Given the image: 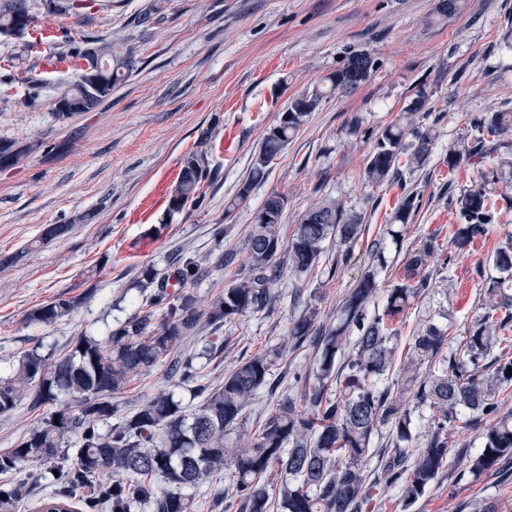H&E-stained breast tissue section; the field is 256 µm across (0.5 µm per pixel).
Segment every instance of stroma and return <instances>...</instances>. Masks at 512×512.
<instances>
[{"instance_id":"1","label":"stroma","mask_w":512,"mask_h":512,"mask_svg":"<svg viewBox=\"0 0 512 512\" xmlns=\"http://www.w3.org/2000/svg\"><path fill=\"white\" fill-rule=\"evenodd\" d=\"M437 0H162V19L150 29L135 24L151 0H99L81 17L49 13L30 0L35 18L22 36H0V139L32 145L21 164L0 169V371L33 347L64 354L81 334L105 338L137 311L151 291L137 285L142 268L170 273L173 255L196 256L205 275L192 288L198 307L247 270V240L268 195L284 197L281 235L293 234L303 215L335 198L360 216L364 234L351 248L352 262L327 275L338 250L327 243L319 269L297 276L285 271L275 286L271 310L248 314L219 330L205 326L187 340L185 353L201 349L212 334L223 351L207 368L211 385L245 358L282 342L294 317L316 313L329 324L349 288L370 265V246L391 223L409 190L418 208L401 236L388 241L382 287L399 273L407 253L435 237L428 261V288L410 298L398 317L393 391L408 390L403 407L421 414L414 432L425 437L432 424L428 405L411 393L425 381L430 353L414 346L428 327L449 330L455 342L469 336L482 313L480 269L488 253L512 240V208L486 244L475 252L454 247L455 199L481 182L479 166L449 172L450 146L474 139L475 117L512 111V0H461L453 18L440 17ZM104 36L133 50L137 66L118 82L93 112L61 119L55 101L61 85L76 78L72 60L55 61L66 36ZM352 50L369 52L378 70L349 95L322 100L287 148L270 164L252 194L232 213L225 206L247 178L251 158L266 130L276 124L293 97L336 70ZM430 110L420 124L434 126L436 148L428 164L405 172L403 181L371 187L364 183L370 134L402 120L418 88ZM358 133H351V126ZM64 153H54L58 144ZM206 154L218 173L194 206L169 208V190L185 157ZM52 224L68 234L39 248ZM223 230V262L214 234ZM96 283L85 297L88 283ZM78 299L71 317L51 325L30 324L29 311L56 296ZM279 391L300 399L313 384L316 348L285 350L272 368ZM173 390L164 368L134 377L117 395L126 414L154 395ZM43 411L19 404L0 414V453L36 428ZM374 482L366 512H478L495 498L498 512H512V475L473 477L462 463L444 466L412 508L381 485L380 463H362ZM196 512H240L230 472L194 489Z\"/></svg>"}]
</instances>
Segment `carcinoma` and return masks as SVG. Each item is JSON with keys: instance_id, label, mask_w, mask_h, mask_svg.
I'll use <instances>...</instances> for the list:
<instances>
[{"instance_id": "1", "label": "carcinoma", "mask_w": 512, "mask_h": 512, "mask_svg": "<svg viewBox=\"0 0 512 512\" xmlns=\"http://www.w3.org/2000/svg\"><path fill=\"white\" fill-rule=\"evenodd\" d=\"M46 9L64 16L82 15L76 0H45ZM34 22L29 0H0V35H21ZM97 45L95 56L108 66L94 104L96 110L112 93V87L136 67L133 52L117 48L104 37H86L72 45L69 57L85 58L87 44ZM373 56L351 51L341 66L310 90L294 97L277 123L264 134L252 157L249 177L226 206L231 213L247 201L254 184L263 179L267 167L304 125L321 101L332 94H350L376 72ZM81 95L73 82L60 88L56 111L69 117L62 106ZM429 104L424 88L416 91L404 120L387 125L375 134L373 150L365 169L366 180L381 185L402 178L403 171L425 166L435 148L436 133L418 124L415 117ZM479 136L448 149L449 171L461 166H482L483 183L464 191L456 199L453 244L469 251L488 237L498 222L496 199L486 182L512 184V112H489L477 120ZM28 148L0 140V168L22 163ZM206 158L186 157L169 199V209L181 211L199 201L205 182L213 180ZM414 197L405 196L386 233L399 236L394 226H405ZM285 198L268 195L255 218L248 239V270L235 284L211 298L201 311L187 291L199 280L201 264L183 255L171 274L174 284L158 279L154 268L140 272L145 284L155 286L146 307L127 317L106 339L81 335L62 355L38 350L20 356L9 373L0 375V414L14 410L22 401L38 409L53 404L40 426L25 434L14 448L0 454V473L23 472L33 462L44 471L35 477L49 492L42 498L41 512L62 510L75 496L84 512H131L140 506L153 512H193L194 498L182 493L226 469L235 478L241 512H363L368 499L362 461L373 451V436L380 421L393 426L392 448L384 460L382 475L389 488L398 491L405 507L412 506L438 477L449 459L448 424L465 427L481 420V444L476 451L457 450L471 473L479 474L503 460L512 459V412L503 413L492 401L495 387L512 385V243L497 248L489 262L498 275L483 280L484 314L475 323L465 343L448 348V359L438 361L432 386L414 393L416 400L430 401L439 418L423 446L413 442L410 411L399 408L391 394L397 332L389 327L409 298L426 287L428 258L437 248L430 236L412 250L403 263L399 280L385 289L384 314H371L369 307L380 294L379 276L386 267L385 243L371 246L372 264L349 289L336 313V323L317 329L315 312L292 320L288 343L258 353L239 363L224 384L210 388L201 360L224 349V340L213 337L200 351L183 357L184 342L205 323L216 329L247 313H259L273 303L272 288L281 279L279 262L288 252V265L296 273L318 267L324 243L336 236L348 247L360 238L361 218L347 213L344 205L327 199L311 208L288 241L280 236L279 224ZM176 288L170 293L169 287ZM78 302L59 295L32 309V324L50 325L76 310ZM311 339L317 344L316 383L302 395V407L294 399L281 397L259 434L246 444L230 441L238 421L257 391L270 383L276 358L286 347L297 348ZM449 344L446 331L428 328L415 337V347L436 356ZM167 367L193 399L201 402L187 411L172 393L159 394L133 412L111 423L120 394L132 377L155 367ZM336 383V391L330 384ZM284 473L275 496L262 482L273 467ZM166 484L161 489L154 483ZM26 483L0 487V512H14Z\"/></svg>"}]
</instances>
